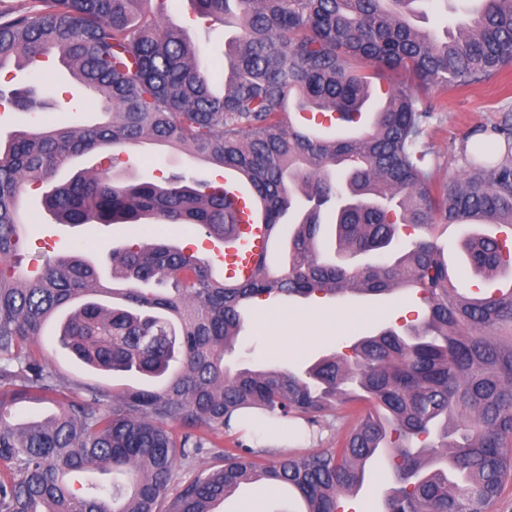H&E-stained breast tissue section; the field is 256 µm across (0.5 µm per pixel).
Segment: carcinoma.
Wrapping results in <instances>:
<instances>
[{
  "instance_id": "carcinoma-1",
  "label": "carcinoma",
  "mask_w": 512,
  "mask_h": 512,
  "mask_svg": "<svg viewBox=\"0 0 512 512\" xmlns=\"http://www.w3.org/2000/svg\"><path fill=\"white\" fill-rule=\"evenodd\" d=\"M37 2L0 15V66L15 55L36 74L57 54L89 93L70 111L93 103L102 119L47 126L36 88L9 98L30 128L0 144V512H218L248 486L288 491L297 512H338L380 453L395 482L385 512H493L512 480V287L484 284L512 270V124L496 128V144L476 143L463 177L441 185L426 140L431 103L402 85L374 122L362 108L368 69L446 90L511 65L512 0H479L467 22L441 35L413 23L426 14L419 4L433 0H190L208 23L225 22L235 4L241 33L224 40L220 89L205 43L162 24L168 0ZM292 96L350 132L325 136L285 121ZM146 142L238 172L273 230L297 208L287 264L262 255L250 279H228L185 247L133 244L110 253L112 278L128 284L117 293L76 245L39 272L15 262L28 185L45 188L41 205L59 224H190L214 240L234 238V200L198 171L122 184L101 168L53 184L76 157ZM474 222L504 226L509 239L464 237L483 284L472 290L456 285L437 238ZM398 291L420 296L422 319L402 334L389 327L360 337L349 358L326 355L300 373L224 368L243 310L257 299ZM101 293L122 302L105 305ZM68 305L62 348L92 371L150 384L119 394L87 386L77 401L57 399L58 377L33 348ZM32 402L56 410L8 421ZM342 406L356 417H341L333 451L272 454L212 441L240 409L311 430ZM208 454L222 464L168 496L177 464Z\"/></svg>"
}]
</instances>
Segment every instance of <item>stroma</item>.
Segmentation results:
<instances>
[{"instance_id": "stroma-1", "label": "stroma", "mask_w": 512, "mask_h": 512, "mask_svg": "<svg viewBox=\"0 0 512 512\" xmlns=\"http://www.w3.org/2000/svg\"><path fill=\"white\" fill-rule=\"evenodd\" d=\"M166 25L186 29L196 38H209L210 52L215 62L211 68L213 80H221L224 64L219 59L224 36L223 27L206 30L203 20L195 17L188 0H171ZM38 91L45 99L49 109L67 107L69 101L84 97V89L73 83L66 71L59 65L56 57H49L42 63L39 72ZM427 97L436 110L430 121L428 142L432 147L439 165L437 177L441 182H453L461 173L463 159L462 146L471 145V133L477 129H493L501 124L505 115H512V66L505 67L489 81L448 92L439 87H430ZM185 166L184 156L168 148L145 145L132 150L131 154L120 155L114 169L121 176L142 181L161 182L169 173L181 170ZM171 237L180 246L196 245L198 253L205 258H213L212 242L203 233L193 230L173 233L170 225L154 224L141 231L137 237H129L123 229L98 224L71 227L55 223L52 216H43L41 224L30 229L19 249V260L24 270L39 269L51 259L70 248L71 244L85 242L84 251L98 269L104 280H111L112 265L109 252L137 240L150 243L154 240ZM407 306L406 314L387 316L390 309L389 298L382 297L368 302L347 301L345 310H358L364 307L378 311L379 317L367 323H358L349 327L341 337L319 335L309 330L295 331L289 349H274L272 334L260 323L259 314L267 310L265 302L257 301L249 315L245 329L238 337L233 353L225 359L226 364L236 365L271 362L283 367L298 370L305 368L320 357L336 354H349L354 340L378 328L403 326L417 322L425 312V306L418 297L405 295L401 298ZM56 321H49L42 338V348L48 353V361L60 377L62 398L76 400L81 396L80 387L91 383L107 389L121 390L140 387L144 378L115 372L112 374L89 370L68 352L54 349ZM391 485L390 469L385 460L372 462L369 478L364 487L353 496L341 498L340 512H378L379 503Z\"/></svg>"}]
</instances>
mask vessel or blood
Listing matches in <instances>:
<instances>
[{
    "label": "vessel or blood",
    "mask_w": 512,
    "mask_h": 512,
    "mask_svg": "<svg viewBox=\"0 0 512 512\" xmlns=\"http://www.w3.org/2000/svg\"><path fill=\"white\" fill-rule=\"evenodd\" d=\"M224 186L240 198L238 236L224 244V274L249 279L257 258L271 249L273 233L263 224L245 180L234 171L224 174Z\"/></svg>",
    "instance_id": "1"
}]
</instances>
